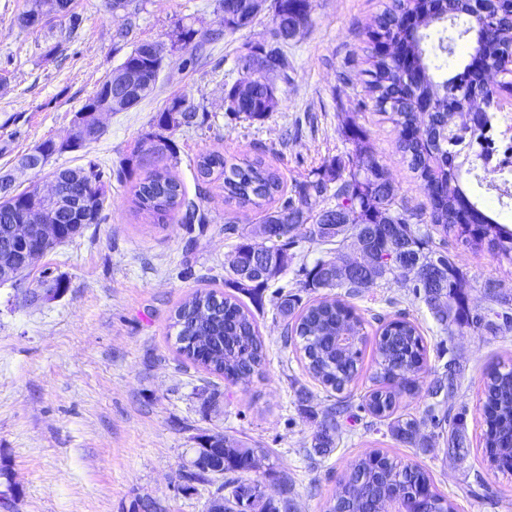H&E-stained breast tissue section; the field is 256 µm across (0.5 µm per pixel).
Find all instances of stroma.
I'll return each mask as SVG.
<instances>
[{"label":"stroma","mask_w":512,"mask_h":512,"mask_svg":"<svg viewBox=\"0 0 512 512\" xmlns=\"http://www.w3.org/2000/svg\"><path fill=\"white\" fill-rule=\"evenodd\" d=\"M140 10L123 47L112 36L123 19L108 0H73L82 17L76 31L56 16L37 29L19 26L25 0H0V173L14 172L15 191L48 187L50 170L98 160L117 172L99 223L37 259L16 282L0 283V512H130L132 502L157 501L165 512H206L212 486L181 492L182 473L202 435L231 434L268 448L274 476L263 477L274 501L291 499L292 512H326L347 465L380 448L428 471L457 512H512V475L490 462L481 441L483 379L497 363L512 361V334L496 338L472 330L447 337L404 279L388 278L353 304L375 332L378 317L413 321L427 348L421 391L400 398L399 410L422 415L426 385L456 360V406L465 409L464 450L411 448L386 425L360 411L375 372L376 354L365 345L361 369L347 393L351 409L340 438L325 455H307L318 420L303 414L297 389L321 410L335 396L314 381L294 347L281 340L283 321L273 301L279 287L300 296L301 266L330 258L327 246L306 239L290 250L285 274L270 283L252 311L264 341L261 375L247 384L208 373L177 351L173 317L195 291H224L225 268L237 242L225 221L251 228L261 213L227 204L219 180L203 181L198 155L231 160L248 156L272 164L285 188L305 180L324 160L354 153L344 134L354 120L368 135L371 154L389 169L397 194L414 211L428 205L424 182L398 148V132L366 91L368 32L390 0H311L310 21L287 47V80L277 83L280 106L266 119L233 118L224 88L243 75L252 46L269 39L272 9L250 26L222 30L216 0H137ZM205 38L193 63L168 54L153 96L124 112L103 116L100 138L52 156L37 173L16 171L18 158L73 125L96 85L117 68L134 43H170L177 24ZM201 107L198 126L169 131L179 162L172 173L207 224L188 234L177 219L158 220L137 210L135 177L121 174L142 133L174 97ZM462 187L482 211L512 227V199L499 198L483 178L467 174ZM430 248L448 252L462 272L471 304L482 303L483 284L512 293V263L474 250L442 233ZM191 277H184V267ZM61 279L55 299L31 300L43 270ZM220 397L210 410L202 402Z\"/></svg>","instance_id":"35a3bbf8"}]
</instances>
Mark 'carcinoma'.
I'll return each instance as SVG.
<instances>
[{"label": "carcinoma", "instance_id": "1", "mask_svg": "<svg viewBox=\"0 0 512 512\" xmlns=\"http://www.w3.org/2000/svg\"><path fill=\"white\" fill-rule=\"evenodd\" d=\"M120 6L128 26L116 32L114 43L127 38L130 25L138 15L135 0H109V6ZM249 0H217L216 10L224 29L234 31L252 23ZM310 0H273L271 40L252 47L251 54L264 53L276 65L275 74L288 78V56L284 47L292 39L291 22L302 14H310ZM458 0H447L446 11L455 33L447 34L444 21L428 12L426 0H392L376 22L371 46L367 48L369 80L366 90L379 112L388 116L398 131V147L411 170L425 183L429 197L428 220L413 213L398 201L390 171L369 155L366 132L352 121L345 124L347 140L355 144L356 153L333 157L316 169L314 177L298 182L294 195L280 205L264 211L254 229L241 230L231 221L224 233L235 235V261L228 265L227 283L231 293L196 292L181 304L174 314L172 327L180 355L206 371L231 382L246 381L262 372L264 345L253 313L237 294L249 295L253 302L262 299L269 283L286 268L288 250L296 241L292 232L307 227L309 239L322 244H341L349 238L360 239L378 258V269L372 276L342 278L328 275L327 261L320 259L302 268L304 287L314 291L341 288L343 295L323 296L301 306L294 294H280L277 306L284 319L282 340L294 344L305 361L307 372L336 401L322 412L323 419L312 437L311 448L324 454L335 447L340 418L349 412L350 404L343 393L355 380L366 342L365 319L348 299L376 287L389 276L413 275L412 292L433 315L440 331L450 336L467 328L480 336H506L512 333V294L493 282L483 285L485 305L471 306L464 291V277L447 254L429 248L428 232L420 227L426 222L448 235L477 248H487L501 259L512 262V228L486 215L478 204L466 208V195L461 187V169L474 146L482 145L485 131L499 109L498 98L512 92V69L502 64L503 56L512 49V11L499 14L490 35L481 45L482 55L498 66L499 79L488 87L469 79L457 84L466 72L452 77L444 70L454 65L460 50L457 42H469L466 33L480 21L460 15ZM439 25L437 39L426 30ZM197 31L180 24L176 39L182 48L196 52L202 43ZM165 57L154 53L153 42L136 43L121 63L135 69L141 77L139 91L127 107L152 95ZM112 76L102 80L82 109L92 108L109 96ZM456 99L455 111H447L448 98ZM227 111L235 116L262 120L275 111L279 103L268 94L266 77L252 79L246 86L236 81L224 89ZM430 102L433 111L422 116L417 107ZM199 108L184 96L171 99L151 129L142 133L132 157L125 160L145 170L133 186L139 209L161 219L181 214L183 224H203L205 218L198 207L186 201L180 182L171 172L178 163V152L164 132L179 127L198 125ZM79 171L89 174L93 188L89 223L97 224L106 199V187L112 174L90 159ZM197 170L203 179L214 173L223 177L224 197L240 206H262L282 192L280 174L260 159L229 162L218 154H201ZM31 189L20 193H0V245L12 237L16 224L30 222ZM327 206L316 212L312 203ZM347 209V220L341 233L320 230L323 212ZM288 213L291 222H281ZM444 265L443 275L430 277L435 263ZM374 336L377 355L373 388L364 396L360 409L372 418L387 422L391 436L413 448H425L427 442L419 433L423 422L435 428L448 429V447H464L465 412H453L450 400L455 396L457 370L448 360L445 372L431 387L430 395L441 397L417 418L397 413V392H418L419 378L425 366V348L418 327L401 317L377 318ZM483 445L492 464L501 472L512 473V365L492 367L484 383ZM209 446L196 451L193 465L183 474L187 483L208 484L215 475L224 476V484L216 491H229L224 498V512H280L289 509L288 500L278 507L264 500L261 483L250 476L260 457L268 456L264 448L247 446L229 435H210ZM397 498L411 507L427 501L431 512H456L454 503L437 492L429 473L420 466L397 460L381 449L359 455L347 467L328 503L327 512H366Z\"/></svg>", "mask_w": 512, "mask_h": 512}]
</instances>
